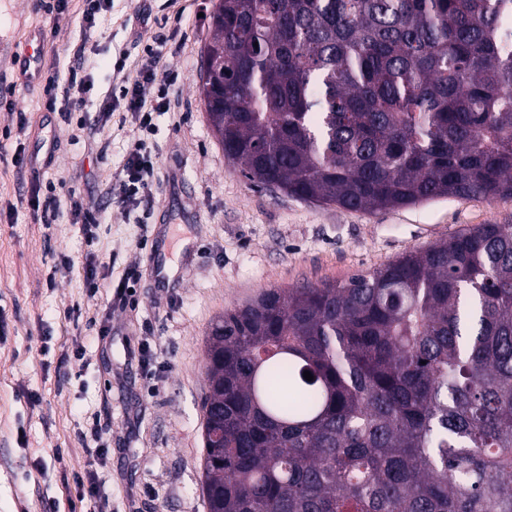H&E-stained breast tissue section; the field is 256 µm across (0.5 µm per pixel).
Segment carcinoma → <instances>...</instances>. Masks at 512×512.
I'll return each instance as SVG.
<instances>
[{
	"mask_svg": "<svg viewBox=\"0 0 512 512\" xmlns=\"http://www.w3.org/2000/svg\"><path fill=\"white\" fill-rule=\"evenodd\" d=\"M211 27L198 94L254 186L512 197V0H218ZM205 343L208 512H512V224L263 290Z\"/></svg>",
	"mask_w": 512,
	"mask_h": 512,
	"instance_id": "cac0c4a2",
	"label": "carcinoma"
}]
</instances>
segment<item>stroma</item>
<instances>
[{"instance_id":"obj_1","label":"stroma","mask_w":512,"mask_h":512,"mask_svg":"<svg viewBox=\"0 0 512 512\" xmlns=\"http://www.w3.org/2000/svg\"><path fill=\"white\" fill-rule=\"evenodd\" d=\"M216 0H148L163 40L159 78L176 80L171 113L147 143L158 181L148 223H136L112 190L132 145L113 127L105 154L70 137L48 112L42 83L23 74L25 37L44 32L43 73L66 70L84 44L100 89L120 64L143 55L138 0H112L86 29L82 0L62 18L40 0H0V512H69L86 453L79 434L98 418L108 444L99 469L112 512H207L202 494L205 338L212 322L269 288L340 283L448 240L477 224H512V197H448L374 212L347 211L253 186L224 156L197 92L201 49ZM26 128H19L18 113ZM24 150L32 162L15 167ZM95 197L100 225L85 236L60 208L52 228L26 204L33 186ZM171 234L161 258L155 241ZM69 267L53 272L58 259ZM141 280L125 304L93 291L85 268ZM55 287H48V276ZM109 316L112 343L99 344ZM152 355L142 368L141 349ZM83 358H74V351Z\"/></svg>"}]
</instances>
